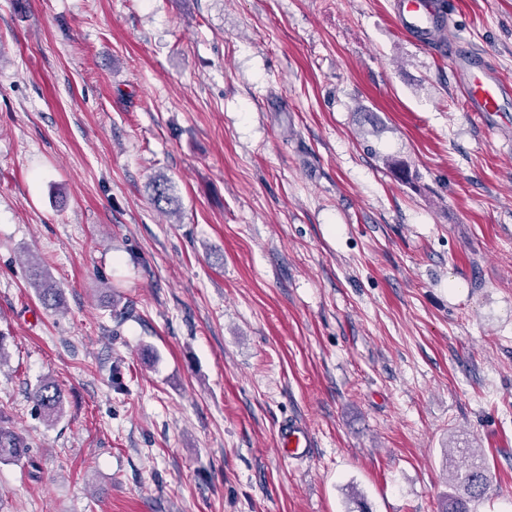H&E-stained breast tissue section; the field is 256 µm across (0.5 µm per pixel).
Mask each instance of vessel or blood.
Listing matches in <instances>:
<instances>
[{
  "label": "vessel or blood",
  "instance_id": "b4317fda",
  "mask_svg": "<svg viewBox=\"0 0 512 512\" xmlns=\"http://www.w3.org/2000/svg\"><path fill=\"white\" fill-rule=\"evenodd\" d=\"M395 17L400 31L420 45H429L445 23L430 0H395ZM453 65L464 89L470 112L489 118L512 110V85L467 52H456ZM282 453L291 459L309 456L311 441L298 422L291 421L280 430Z\"/></svg>",
  "mask_w": 512,
  "mask_h": 512
}]
</instances>
